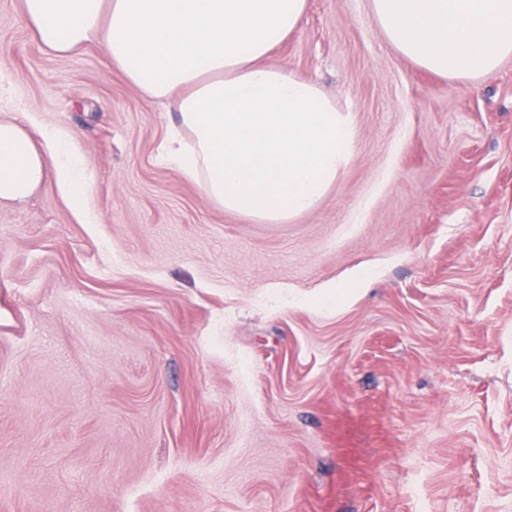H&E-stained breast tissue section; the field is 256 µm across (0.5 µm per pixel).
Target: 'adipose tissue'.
Returning a JSON list of instances; mask_svg holds the SVG:
<instances>
[{"label":"adipose tissue","instance_id":"ef3b65f1","mask_svg":"<svg viewBox=\"0 0 512 512\" xmlns=\"http://www.w3.org/2000/svg\"><path fill=\"white\" fill-rule=\"evenodd\" d=\"M309 0H23L41 45H101L148 99L174 108L181 132L161 158L217 208L266 224L312 210L351 160L348 113L313 81L267 59ZM386 43L446 78L493 74L512 56V0H368ZM55 169L73 205L92 177L76 146L19 117L0 119V203L32 194Z\"/></svg>","mask_w":512,"mask_h":512}]
</instances>
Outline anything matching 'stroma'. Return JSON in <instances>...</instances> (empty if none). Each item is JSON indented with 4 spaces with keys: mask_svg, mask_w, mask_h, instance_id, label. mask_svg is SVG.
Masks as SVG:
<instances>
[{
    "mask_svg": "<svg viewBox=\"0 0 512 512\" xmlns=\"http://www.w3.org/2000/svg\"><path fill=\"white\" fill-rule=\"evenodd\" d=\"M355 153L285 224L164 163L176 119L94 44L0 0V118L77 144L0 204V512H512V58L441 78L367 0H309L268 58Z\"/></svg>",
    "mask_w": 512,
    "mask_h": 512,
    "instance_id": "obj_1",
    "label": "stroma"
}]
</instances>
